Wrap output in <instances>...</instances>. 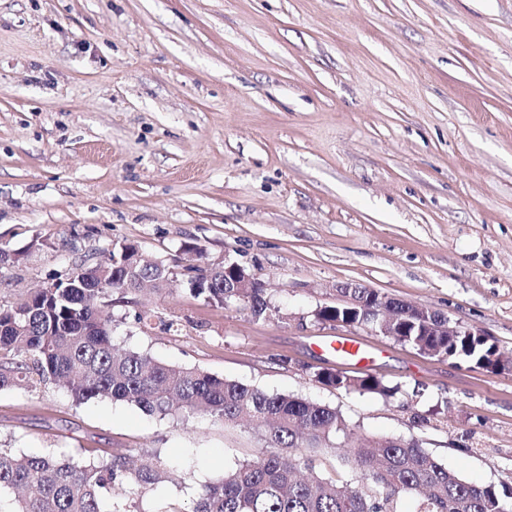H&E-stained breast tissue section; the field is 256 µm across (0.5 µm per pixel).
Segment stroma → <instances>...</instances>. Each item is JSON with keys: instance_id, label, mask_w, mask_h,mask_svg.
<instances>
[{"instance_id": "obj_1", "label": "stroma", "mask_w": 512, "mask_h": 512, "mask_svg": "<svg viewBox=\"0 0 512 512\" xmlns=\"http://www.w3.org/2000/svg\"><path fill=\"white\" fill-rule=\"evenodd\" d=\"M35 240L0 269L1 305L123 243L243 263L269 318L184 287L116 292V345L330 405L472 483L506 479L512 368L314 314L352 282L483 330L512 361V0H0V246ZM338 336L374 362L337 360ZM324 368L398 392L327 387ZM262 446L56 385L0 391V448L159 457L171 476L139 512L191 502Z\"/></svg>"}]
</instances>
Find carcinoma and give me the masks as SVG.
<instances>
[{"label": "carcinoma", "instance_id": "carcinoma-1", "mask_svg": "<svg viewBox=\"0 0 512 512\" xmlns=\"http://www.w3.org/2000/svg\"><path fill=\"white\" fill-rule=\"evenodd\" d=\"M134 244L112 250L109 262L79 269L51 288L36 290L17 306L0 305V354L13 361L0 367V389L29 381L59 383L85 403L112 399L161 418L209 416L226 425L261 431L257 455L206 483L190 508L168 512H399L404 498L419 499L416 512H512V481L476 485L448 469L415 439L356 435L352 451L339 459L345 480L315 472L314 457L335 447L349 426L326 404L295 395L273 394L194 368H174L147 353L121 350L113 342L112 319L104 299L118 290L136 293L146 284L175 288L170 265L141 258ZM188 286L196 296L220 306L237 300L254 317L272 311L258 280L249 288L224 287V262L195 269ZM344 298L341 317L359 321L371 306L392 307L401 335L394 340L422 353H440L482 369H497L494 345L466 327L455 336L430 335L441 316L384 293L352 284L337 289ZM316 380L345 392L387 395L392 388L373 376L333 369ZM129 454L85 458L49 449L39 454L0 448V512H137L136 499L163 481L162 461L130 467Z\"/></svg>", "mask_w": 512, "mask_h": 512}]
</instances>
